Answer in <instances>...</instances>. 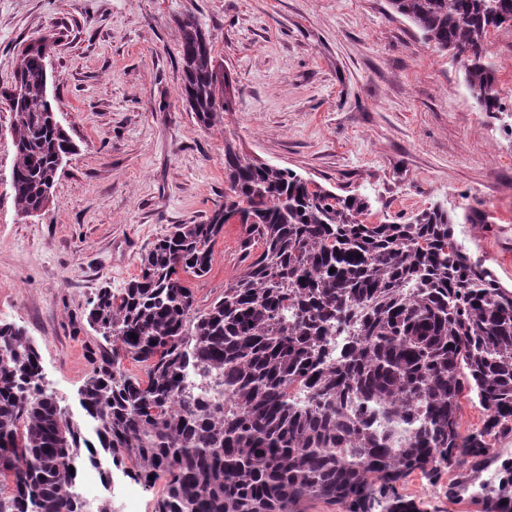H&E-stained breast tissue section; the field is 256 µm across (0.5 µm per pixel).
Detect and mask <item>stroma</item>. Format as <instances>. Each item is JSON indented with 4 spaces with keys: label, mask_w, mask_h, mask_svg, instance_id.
<instances>
[{
    "label": "stroma",
    "mask_w": 512,
    "mask_h": 512,
    "mask_svg": "<svg viewBox=\"0 0 512 512\" xmlns=\"http://www.w3.org/2000/svg\"><path fill=\"white\" fill-rule=\"evenodd\" d=\"M212 39L231 111L202 127L180 94L177 22ZM45 40L47 91L76 146L53 201L33 216L13 202L9 94L22 51ZM490 62L506 109L481 111L461 61L424 44L388 0H0V320L23 329L45 386L84 438L95 424L79 390L99 358L87 324L103 286L120 288L176 224L224 203V143L340 195L362 193L371 223L439 205L482 216L455 235L512 287V30L492 31ZM241 227L225 225L207 276L208 306L242 268ZM112 512H154L146 486L101 456ZM451 476L414 472L399 491L419 512H481L448 498Z\"/></svg>",
    "instance_id": "1"
}]
</instances>
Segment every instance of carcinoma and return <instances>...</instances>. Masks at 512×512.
<instances>
[{"instance_id": "carcinoma-1", "label": "carcinoma", "mask_w": 512, "mask_h": 512, "mask_svg": "<svg viewBox=\"0 0 512 512\" xmlns=\"http://www.w3.org/2000/svg\"><path fill=\"white\" fill-rule=\"evenodd\" d=\"M424 43L462 55L484 112H504L488 34L512 27V0H389ZM181 92L201 125L230 111L212 41L179 23ZM13 200L30 216L53 194L57 126L34 46L15 72ZM368 198L338 195L224 140V206L176 224L126 287L99 289L87 323L100 361L80 390L99 448L43 387L24 331L0 322V512H85L80 468L131 463L166 479L155 512H298L320 499L347 512H418L397 485L415 471L454 474L448 494L512 512V289L464 252L458 217L435 205L404 224H370ZM241 224L240 273L201 308V278L224 225ZM137 363L143 376L129 373ZM476 394L481 428L460 430ZM496 466V485L482 479Z\"/></svg>"}]
</instances>
